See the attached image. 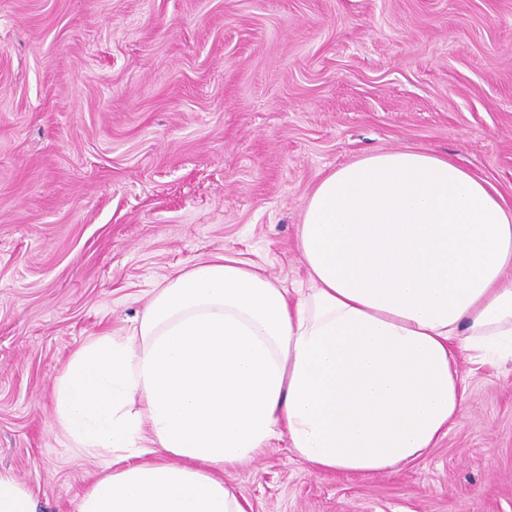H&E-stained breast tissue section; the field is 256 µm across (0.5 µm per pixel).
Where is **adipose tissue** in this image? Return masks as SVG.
<instances>
[{"label":"adipose tissue","mask_w":512,"mask_h":512,"mask_svg":"<svg viewBox=\"0 0 512 512\" xmlns=\"http://www.w3.org/2000/svg\"><path fill=\"white\" fill-rule=\"evenodd\" d=\"M298 247L310 288L210 261L71 357L56 423L109 464L78 512H246L223 473L281 433L314 471L396 473L465 417L457 349L512 361V208L448 158L325 173Z\"/></svg>","instance_id":"obj_1"}]
</instances>
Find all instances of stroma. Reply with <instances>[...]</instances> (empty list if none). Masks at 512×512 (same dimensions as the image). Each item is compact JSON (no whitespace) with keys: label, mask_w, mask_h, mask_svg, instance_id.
I'll return each instance as SVG.
<instances>
[{"label":"stroma","mask_w":512,"mask_h":512,"mask_svg":"<svg viewBox=\"0 0 512 512\" xmlns=\"http://www.w3.org/2000/svg\"><path fill=\"white\" fill-rule=\"evenodd\" d=\"M419 149L512 206V0H0V469L77 512L106 467L54 421L90 338L220 256L304 288L319 177ZM463 423L392 475L271 438L247 512H512V362L460 353Z\"/></svg>","instance_id":"35a3bbf8"}]
</instances>
